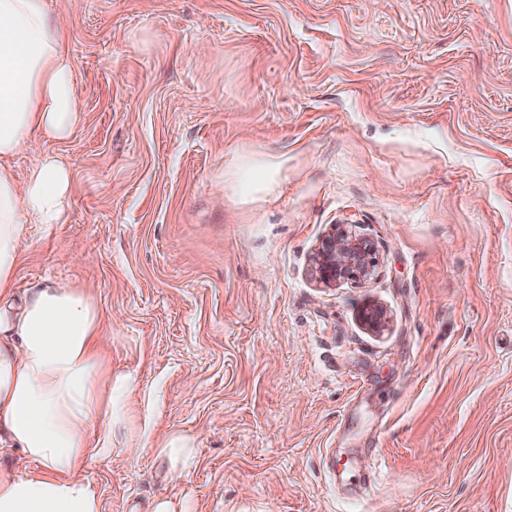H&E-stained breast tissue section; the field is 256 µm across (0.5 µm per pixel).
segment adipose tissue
<instances>
[{
    "mask_svg": "<svg viewBox=\"0 0 512 512\" xmlns=\"http://www.w3.org/2000/svg\"><path fill=\"white\" fill-rule=\"evenodd\" d=\"M79 113L64 23L43 0H0V447L40 466H0V512H100L87 472L132 390L105 368L92 299L51 285L17 294L19 244L28 225L64 222L70 174L50 153L21 179L10 161L33 136L69 135Z\"/></svg>",
    "mask_w": 512,
    "mask_h": 512,
    "instance_id": "1",
    "label": "adipose tissue"
}]
</instances>
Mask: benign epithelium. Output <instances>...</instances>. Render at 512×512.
<instances>
[{
	"mask_svg": "<svg viewBox=\"0 0 512 512\" xmlns=\"http://www.w3.org/2000/svg\"><path fill=\"white\" fill-rule=\"evenodd\" d=\"M319 282L331 285L341 279H364L375 268L374 249L368 241L346 229L332 230L320 243L315 258Z\"/></svg>",
	"mask_w": 512,
	"mask_h": 512,
	"instance_id": "obj_1",
	"label": "benign epithelium"
}]
</instances>
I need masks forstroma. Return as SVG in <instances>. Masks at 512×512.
Returning <instances> with one entry per match:
<instances>
[{
    "label": "stroma",
    "mask_w": 512,
    "mask_h": 512,
    "mask_svg": "<svg viewBox=\"0 0 512 512\" xmlns=\"http://www.w3.org/2000/svg\"><path fill=\"white\" fill-rule=\"evenodd\" d=\"M45 3L80 120L12 161L71 181L16 284L90 295L136 380L101 512H512V0ZM342 224L376 267L327 287ZM189 448L187 437L171 435L166 439L160 453L167 459L171 469L176 471L187 464L190 457Z\"/></svg>",
    "instance_id": "35a3bbf8"
}]
</instances>
